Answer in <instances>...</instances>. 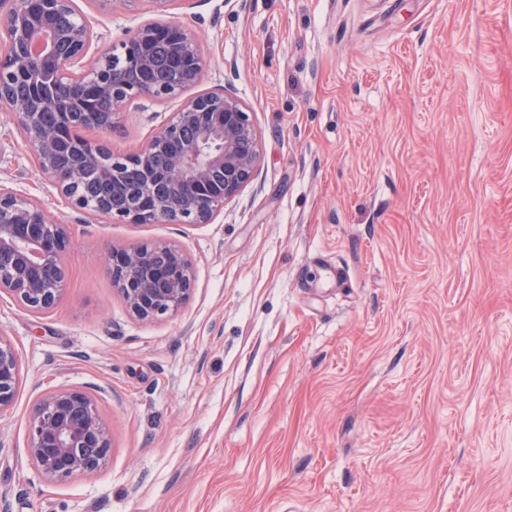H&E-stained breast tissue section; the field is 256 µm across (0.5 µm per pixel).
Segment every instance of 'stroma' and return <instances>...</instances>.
I'll return each instance as SVG.
<instances>
[{
	"label": "stroma",
	"instance_id": "1",
	"mask_svg": "<svg viewBox=\"0 0 512 512\" xmlns=\"http://www.w3.org/2000/svg\"><path fill=\"white\" fill-rule=\"evenodd\" d=\"M73 8L92 59L147 20L193 30L188 94L233 91L260 163L213 223L111 221L64 201L0 108V184L71 240L53 309L0 296L22 362L0 512H512V0ZM184 97L85 135L136 153ZM133 242L191 260L177 314L137 320L113 288L106 248ZM71 386L112 454L56 484L26 420Z\"/></svg>",
	"mask_w": 512,
	"mask_h": 512
}]
</instances>
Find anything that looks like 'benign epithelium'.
<instances>
[{
    "label": "benign epithelium",
    "instance_id": "obj_1",
    "mask_svg": "<svg viewBox=\"0 0 512 512\" xmlns=\"http://www.w3.org/2000/svg\"><path fill=\"white\" fill-rule=\"evenodd\" d=\"M0 15V35L11 45L0 58V104L14 112L26 130L40 170L77 209L132 224H209L224 202L237 196L253 179L259 157L257 133L241 101L231 92L202 93L187 100L138 153L125 159L138 168L144 192L133 203L119 196L121 168L108 166L98 141L84 140L81 158L59 167L54 154L71 124H45L38 107L63 98L68 90L87 84L95 88L97 111L110 130L127 98L109 68L112 52L103 51L83 64L94 33L85 23L57 30L52 20L74 12L72 0H9ZM158 42L172 48L173 64L189 72L195 85L206 66L195 34L176 22H143L122 42L130 67L140 74L155 70L145 49ZM159 146L170 149L166 168L155 169L150 157ZM95 166L112 181V205L88 204L79 190L83 168ZM181 184L184 204L173 205L163 190ZM67 227L37 201L0 185V294L9 295L23 310L44 313L55 307L66 287L64 256ZM106 274L138 320L155 321L176 314L194 290L192 264L186 253L167 243H132L109 248ZM18 355L0 337V412L11 408L19 389ZM112 452V439L93 396L77 388H59L41 395L27 419V454L47 479L65 483L101 470Z\"/></svg>",
    "mask_w": 512,
    "mask_h": 512
}]
</instances>
